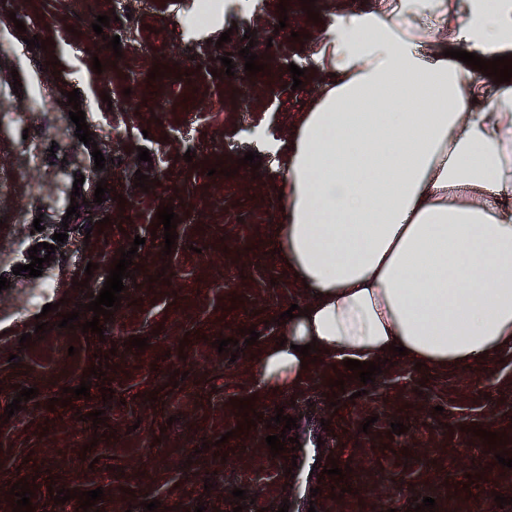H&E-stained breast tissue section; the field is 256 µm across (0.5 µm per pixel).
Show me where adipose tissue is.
<instances>
[{"mask_svg": "<svg viewBox=\"0 0 512 512\" xmlns=\"http://www.w3.org/2000/svg\"><path fill=\"white\" fill-rule=\"evenodd\" d=\"M512 51V0H375L341 10L315 55L320 93L277 144L275 251L308 311L255 361L272 394L317 358L469 369L512 353V81L445 56Z\"/></svg>", "mask_w": 512, "mask_h": 512, "instance_id": "obj_1", "label": "adipose tissue"}]
</instances>
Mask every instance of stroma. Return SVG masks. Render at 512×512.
Wrapping results in <instances>:
<instances>
[{
	"mask_svg": "<svg viewBox=\"0 0 512 512\" xmlns=\"http://www.w3.org/2000/svg\"><path fill=\"white\" fill-rule=\"evenodd\" d=\"M287 22H280L279 2ZM206 22L199 0H0V412L16 386L38 388L9 422L0 421V512H12L13 482L28 479L34 512H83L77 500L55 503L53 491L103 488L97 512H233V489L245 490L244 512H413L418 498H434L435 512H512L495 494L512 489V468L474 428L502 433L512 454V355L461 371H435L402 360L382 365L362 384L344 365L318 361L292 393L268 394L256 384L255 356L276 333L277 317L307 295L273 252L279 201L275 145L319 89L318 38L336 20L334 0H315L309 19L302 0H212ZM112 22L103 35L98 16ZM26 30L18 32L14 22ZM254 29V39L244 37ZM231 32L228 43L221 33ZM119 36L120 53L105 40ZM45 41L29 48L26 37ZM252 47L264 71L247 75L240 51ZM232 53V75L220 70ZM59 67H52V60ZM102 73H95L94 61ZM304 69L294 88L289 65ZM164 74L151 78L154 66ZM79 91L93 145L75 135L64 93ZM110 102H103V95ZM149 161L138 158L139 148ZM106 163L95 170L93 149ZM192 161H185L186 151ZM260 168L243 165L246 152ZM155 179L135 188L136 173ZM81 187H74L76 174ZM108 199L95 204L98 181ZM83 202L67 217L72 190ZM123 202H116V195ZM173 206L177 239L166 248L154 232L158 209ZM43 231H34V219ZM58 244L41 276L13 274L29 264L31 246ZM143 237L121 305L105 335L84 334L85 292H100L120 248ZM93 274H86L88 263ZM87 291H80V281ZM53 303L57 312L43 313ZM81 304L80 326L59 327L60 314ZM48 330L35 338L37 315ZM255 328L256 344L237 358L214 343L240 339ZM30 345L20 348L22 334ZM146 339L145 349L127 340ZM17 354L18 367L8 358ZM109 366L90 375L99 357ZM186 374L176 381V371ZM343 380L344 389L330 385ZM90 384L89 396L49 409L64 388ZM112 389V399L102 397ZM247 398L256 427L239 428L234 400ZM104 411L94 425L90 412ZM295 417L296 461L272 456L267 420ZM406 427L390 436L392 423ZM349 467L348 490L332 494L330 464ZM478 477L467 486V476Z\"/></svg>",
	"mask_w": 512,
	"mask_h": 512,
	"instance_id": "obj_1",
	"label": "stroma"
}]
</instances>
